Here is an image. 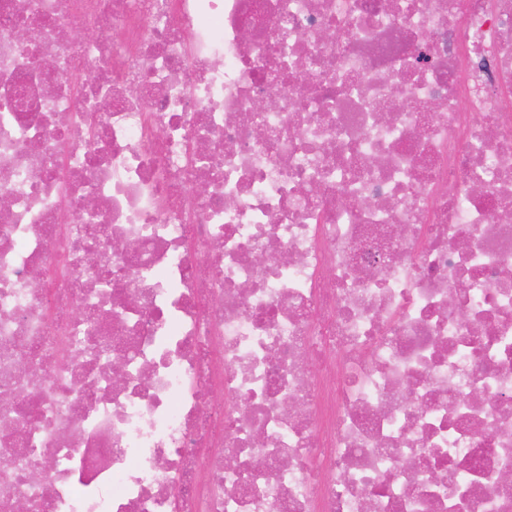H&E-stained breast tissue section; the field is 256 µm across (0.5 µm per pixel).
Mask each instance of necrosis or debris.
Returning <instances> with one entry per match:
<instances>
[{"label": "necrosis or debris", "instance_id": "necrosis-or-debris-1", "mask_svg": "<svg viewBox=\"0 0 512 512\" xmlns=\"http://www.w3.org/2000/svg\"><path fill=\"white\" fill-rule=\"evenodd\" d=\"M0 204V512H512V0H0Z\"/></svg>", "mask_w": 512, "mask_h": 512}]
</instances>
